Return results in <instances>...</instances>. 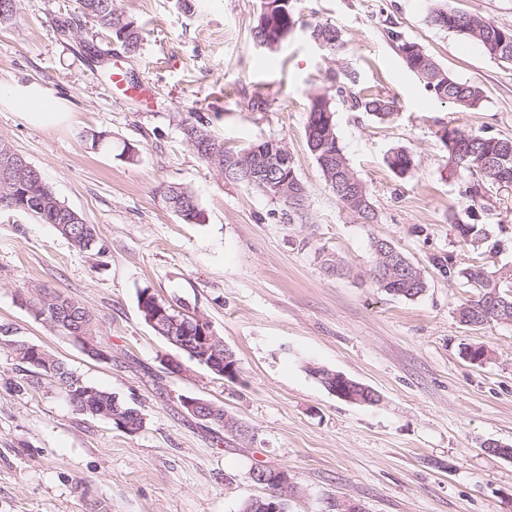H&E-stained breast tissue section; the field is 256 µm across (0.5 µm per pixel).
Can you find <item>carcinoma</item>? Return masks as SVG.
Segmentation results:
<instances>
[{
	"label": "carcinoma",
	"mask_w": 512,
	"mask_h": 512,
	"mask_svg": "<svg viewBox=\"0 0 512 512\" xmlns=\"http://www.w3.org/2000/svg\"><path fill=\"white\" fill-rule=\"evenodd\" d=\"M274 17L264 14V4H259L251 37L254 43L263 48L275 50L290 36L296 25L293 0L281 4L274 0ZM78 9L83 17L91 20L100 29L109 32L116 42L129 49L132 54L140 51L142 34L135 21L125 18V24L115 28V15L123 14L116 5V0H78ZM431 23L444 30L458 33L469 40L481 45L484 51L498 61H512V29L499 27L477 14L437 8L431 12ZM310 35H316L329 43V51L334 52L342 47L338 30L328 24L317 23L312 27ZM391 40L396 43L407 68L420 75L425 81V87L435 97L454 104L461 111L479 107L484 99L481 86L460 81L442 69L436 61L414 42L401 37L396 31L390 32ZM336 81V92L344 94L356 85L358 75L351 69H345L332 75ZM352 107L380 119L392 115L393 101L377 95L360 97L350 94ZM334 107L330 99L316 96L311 99L305 128L307 145L316 159L325 182L337 200L347 209L356 214L366 223L376 219V212L366 185L351 169L347 158L339 146L333 120ZM450 132L459 137L466 146L465 154L457 156L448 153L455 164L468 169L477 175L476 181L464 190L465 197L475 200L484 196L488 186H507L512 184V139L483 136L451 128ZM183 133L188 144L204 162H209L208 149L215 146L227 154L228 166H233L236 160L232 157L234 150L224 148V142L215 138L208 129V123L202 119L186 120ZM388 167L397 175L407 174L414 166L411 154L405 149H397L387 156ZM295 173L293 164H278L270 167L264 179L279 184ZM21 207L18 212L32 215L44 224H52L66 239L77 241L76 249L88 251L98 243L97 231L94 225L86 223L76 211L62 203L44 182L42 175L29 178L25 185L16 191ZM267 194L278 198L288 206L284 216L293 221L299 216L303 198L286 199L277 196V191L268 189ZM166 205L185 223L198 224L205 221V210L198 198L186 186L173 184L164 191ZM455 228L463 241L472 243L481 240L483 228L476 223L465 224L453 220ZM412 263H406L401 270L390 273L389 281L377 283L384 290L395 296L411 299L419 296L426 287V281L417 277L411 269ZM463 284L473 289V296L465 306L469 309L468 318L462 322L470 325H482L490 321H500L506 316L512 319V291L504 288L501 280L494 278L482 265L471 264L454 271ZM496 288L500 296L508 302L501 311L487 312L482 305L484 296ZM27 306L33 309V314L50 324L65 335L70 334L69 328H82L83 333L94 335L92 314L83 306L64 297L62 294L47 289L39 290L37 297L26 299ZM15 358L22 368L39 379L46 377L55 382L69 397L77 411L90 416L106 418L116 428L128 433H135L143 427V415L137 409L116 399L112 393L98 389L81 381V378L69 371L65 364L59 361L49 351L39 348V356L28 358V349L24 345L12 346Z\"/></svg>",
	"instance_id": "1"
}]
</instances>
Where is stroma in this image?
Wrapping results in <instances>:
<instances>
[{
    "label": "stroma",
    "instance_id": "1",
    "mask_svg": "<svg viewBox=\"0 0 512 512\" xmlns=\"http://www.w3.org/2000/svg\"><path fill=\"white\" fill-rule=\"evenodd\" d=\"M0 26V89L37 83L70 119L27 122L0 97V140L41 172L61 202L96 227L81 252L52 225L0 208V332L43 347L84 382L136 407L134 434L78 413L54 385L32 388L0 340V512H241L263 495L252 467L287 471V512H326L333 499L362 512H512V324L458 318L472 292L446 272L481 262L512 274V186L470 203L473 176L452 167L441 140L460 127L512 138V64L432 26L431 10L476 13L512 29V0H297L298 23L276 51L250 35L259 0H117L142 28L138 55L79 19L76 0H18ZM77 25L60 38L61 20ZM336 27L343 46L320 50L310 24ZM419 43L484 101L460 111L405 66L389 31ZM355 69L360 96L393 99L378 119L352 108L326 79ZM120 71L125 86L113 85ZM331 96L336 136L377 213L361 223L326 185L305 125L313 96ZM209 122L225 147L262 140L287 149L307 187L300 218L282 202L225 183L187 143L180 122ZM109 134L91 150L84 131ZM136 160L121 157L124 145ZM397 148L415 166H387ZM190 188L206 212L187 224L163 200ZM474 211L487 237L468 245L452 220ZM390 241L424 274L417 298L387 294L370 277L375 240ZM62 293L93 315L108 359L21 307L20 294ZM150 289L203 317L238 360L228 381L157 336L138 311ZM484 348V361L465 348ZM323 367L376 391L338 399L311 373ZM224 406L230 432L194 418L183 398Z\"/></svg>",
    "mask_w": 512,
    "mask_h": 512
}]
</instances>
